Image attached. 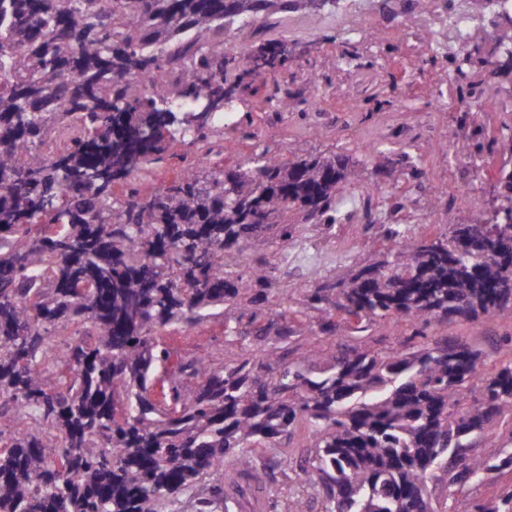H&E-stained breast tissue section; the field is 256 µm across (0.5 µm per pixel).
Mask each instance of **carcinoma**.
I'll return each instance as SVG.
<instances>
[{
  "label": "carcinoma",
  "mask_w": 512,
  "mask_h": 512,
  "mask_svg": "<svg viewBox=\"0 0 512 512\" xmlns=\"http://www.w3.org/2000/svg\"><path fill=\"white\" fill-rule=\"evenodd\" d=\"M328 0H0V512H159L202 486L193 508L228 498L277 507L261 454L307 425L312 450L294 472L310 492L292 512H512V484L489 496L486 480L512 475V336L497 371L482 353L424 329L450 318H512V167L494 186L496 210L433 236L387 229L385 259L316 288L320 332H358L387 317L416 326L399 348L368 346L321 359L299 343L313 333L274 267L246 251L288 214L337 222L355 170L346 155L280 159L266 152L209 174L187 168L149 196L134 183L165 139L204 138L239 69L209 36L259 14L317 16ZM180 60L171 90L155 80ZM486 87L459 88L464 106ZM77 133L44 156L59 126ZM123 188V195L115 187ZM274 343L256 361L173 358L166 329L225 316ZM83 336L55 346L53 330ZM63 363L67 375L44 372ZM445 491L433 496L428 480Z\"/></svg>",
  "instance_id": "1"
}]
</instances>
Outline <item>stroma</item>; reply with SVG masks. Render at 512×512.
Returning a JSON list of instances; mask_svg holds the SVG:
<instances>
[{"mask_svg": "<svg viewBox=\"0 0 512 512\" xmlns=\"http://www.w3.org/2000/svg\"><path fill=\"white\" fill-rule=\"evenodd\" d=\"M248 29L247 52L279 39L288 46L286 64L254 71L236 88L230 109L207 140L168 142L165 160L142 171L141 183L148 193L162 188L182 172L183 154H207L208 167L219 169L239 165L264 149L286 159L349 156L355 163L356 181L339 198L340 222L325 229L298 225L289 245L276 241L267 250L277 260L276 285L287 288L291 307L304 305L303 293L292 289V282L301 280L313 288L378 260L373 243L383 237L388 222L363 223L359 193L381 189L384 208L399 205L398 222L412 237L439 226L466 224L491 211V190L503 153L481 155L464 146L450 152L441 149V142L457 127L459 105L450 91L459 78L446 63L433 60L414 35L391 33L380 19L369 31L353 34L344 17L332 10L316 17L300 13L253 17ZM500 34L499 28L487 27L481 62L468 74L470 80L484 82L492 103L512 92V74L505 78L492 74ZM371 145L383 148L380 158L372 161L366 157ZM405 146L420 158L423 180L413 179L398 164ZM409 331V322L387 319L361 339L342 327L333 335L308 337L307 342L325 358L362 343L384 352ZM437 333L483 349L485 371L491 374L500 360L496 342L512 335V320L455 318L438 327ZM163 337L178 354L219 360L237 358L244 347L257 358L264 357L266 350L265 340L252 334L244 344L228 342L220 318L188 329H167Z\"/></svg>", "mask_w": 512, "mask_h": 512, "instance_id": "stroma-1", "label": "stroma"}]
</instances>
